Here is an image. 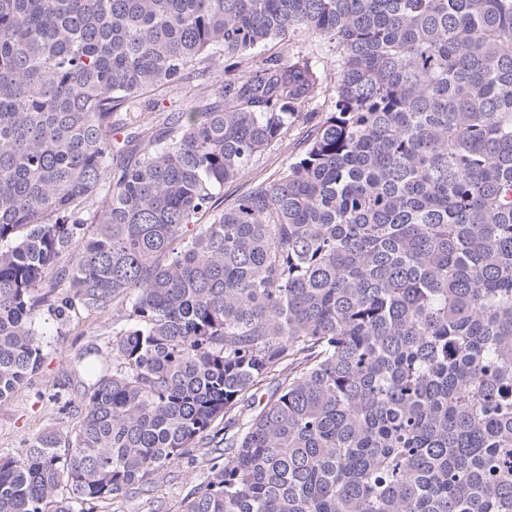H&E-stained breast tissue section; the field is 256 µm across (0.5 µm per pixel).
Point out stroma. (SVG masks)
Segmentation results:
<instances>
[{
  "mask_svg": "<svg viewBox=\"0 0 512 512\" xmlns=\"http://www.w3.org/2000/svg\"><path fill=\"white\" fill-rule=\"evenodd\" d=\"M284 154L271 148L261 155L245 176L225 184L223 196L232 200L249 186L273 178ZM37 324L44 334V365L31 382L11 399L0 403V448L21 452L23 442L41 428L55 424L57 407L49 396L71 378V363L78 356L98 360L112 349V318L103 316L73 327L65 320L39 311ZM203 465L182 459L165 466L147 491L129 494L116 503L117 512H179L182 500L201 481Z\"/></svg>",
  "mask_w": 512,
  "mask_h": 512,
  "instance_id": "obj_1",
  "label": "stroma"
}]
</instances>
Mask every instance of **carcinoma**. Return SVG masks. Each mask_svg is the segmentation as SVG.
Segmentation results:
<instances>
[{"label": "carcinoma", "instance_id": "obj_1", "mask_svg": "<svg viewBox=\"0 0 512 512\" xmlns=\"http://www.w3.org/2000/svg\"><path fill=\"white\" fill-rule=\"evenodd\" d=\"M118 307L0 512H512V0H0V402ZM163 103L167 111H195L201 112L202 108L197 99L183 97L178 89L169 87L163 92ZM285 155L279 148H271L261 155L250 167L245 176L234 183L224 185V200L231 201L241 191L251 185L272 179L280 168ZM205 469L203 464H191L188 459L168 464L157 474L155 483L149 487V492L136 490L112 505V510L179 512L181 501L201 481Z\"/></svg>", "mask_w": 512, "mask_h": 512}]
</instances>
